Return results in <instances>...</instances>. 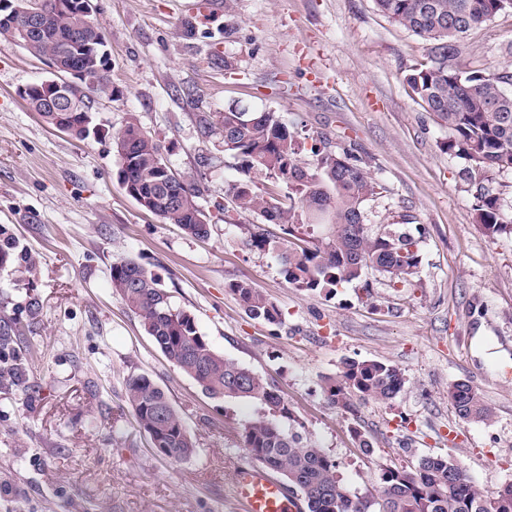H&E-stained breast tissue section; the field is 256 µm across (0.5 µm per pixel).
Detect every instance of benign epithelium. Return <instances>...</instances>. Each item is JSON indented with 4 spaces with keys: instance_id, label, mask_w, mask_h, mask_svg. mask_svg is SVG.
Here are the masks:
<instances>
[{
    "instance_id": "7a95c632",
    "label": "benign epithelium",
    "mask_w": 512,
    "mask_h": 512,
    "mask_svg": "<svg viewBox=\"0 0 512 512\" xmlns=\"http://www.w3.org/2000/svg\"><path fill=\"white\" fill-rule=\"evenodd\" d=\"M18 13L24 16L25 24L16 27L14 19ZM54 14L74 15L90 25L93 0H0V26L11 28L13 35L25 40L42 26L45 18ZM46 60L53 77L21 88L19 95L25 100L36 97L42 103V111L57 113L56 127L62 131L81 137L97 131L89 100L107 85L103 77L112 66L108 49L101 51L100 80L90 78L82 63L64 55L48 56Z\"/></svg>"
}]
</instances>
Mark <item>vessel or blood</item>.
Masks as SVG:
<instances>
[{
    "mask_svg": "<svg viewBox=\"0 0 512 512\" xmlns=\"http://www.w3.org/2000/svg\"><path fill=\"white\" fill-rule=\"evenodd\" d=\"M232 484L242 512H297V501L261 466L238 467Z\"/></svg>",
    "mask_w": 512,
    "mask_h": 512,
    "instance_id": "b4317fda",
    "label": "vessel or blood"
}]
</instances>
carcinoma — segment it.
<instances>
[{
	"instance_id": "1",
	"label": "carcinoma",
	"mask_w": 512,
	"mask_h": 512,
	"mask_svg": "<svg viewBox=\"0 0 512 512\" xmlns=\"http://www.w3.org/2000/svg\"><path fill=\"white\" fill-rule=\"evenodd\" d=\"M375 8L416 36L427 62L407 74L406 82L424 109L448 128L446 149L465 161L462 176L473 200L476 222L490 234H512V204L492 187V175L512 171V64L495 72L469 70L462 63V42L473 29L491 22L512 4L504 0H373ZM76 19L54 18L42 34L21 45L34 57L56 55L62 43L56 33ZM201 135L224 131V153L241 161L246 171L258 170L286 186L284 200L265 197L246 183L228 192L243 210H258L283 227L288 245L281 252L289 284L303 290H324L358 282L366 270L403 284L421 263V237L402 222L374 233L364 223V205L377 183L349 151L337 153L325 138L311 147L298 139L271 111L244 112L230 106L199 121ZM130 146L129 180L152 202L154 214L195 238L210 235L199 199L202 187L186 176L177 181L160 143L142 131L136 119L127 122L114 144ZM310 150L313 161L301 153ZM177 192L172 205L167 190ZM113 293L141 322L163 355L212 398L255 401L258 416L245 422L244 448L254 461L278 474L290 494L299 493L307 512H512V484L488 491L477 487L446 454L418 458L409 467L381 470L373 492L351 493L341 482L336 460L297 431H288V404L275 381L224 358L199 333L196 318L174 306L157 279L139 263L124 261L110 269ZM245 312L254 319L282 325L277 306L247 280L227 284ZM20 327L0 319V381L14 383L26 372L12 348ZM404 379L393 365L378 360L347 359L339 374L324 381L328 401L355 417L362 405L386 403L403 389ZM125 399L140 430L161 441L165 457L178 461L195 452L184 418L164 390L145 374L128 378ZM448 401L459 419L488 422L491 407L466 381L448 385Z\"/></svg>"
}]
</instances>
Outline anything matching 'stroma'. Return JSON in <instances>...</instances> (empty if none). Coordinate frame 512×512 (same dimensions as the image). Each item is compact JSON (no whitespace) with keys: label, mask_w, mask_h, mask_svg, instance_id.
<instances>
[{"label":"stroma","mask_w":512,"mask_h":512,"mask_svg":"<svg viewBox=\"0 0 512 512\" xmlns=\"http://www.w3.org/2000/svg\"><path fill=\"white\" fill-rule=\"evenodd\" d=\"M93 3L112 55V89L93 104L99 135L77 138L33 112L19 91L51 70L0 38V230L16 256L0 268V318L24 325L15 348L26 363L22 381L0 386V512H239L231 476L250 462L242 425L260 407L206 397L164 357L112 291L110 268L126 259L194 314L215 350L275 379L292 427L338 461L348 489H375L381 467L435 453L482 489L512 483V235L476 223L464 162L405 80L425 61L421 42L373 0H221L194 16L187 0ZM464 43L466 68H501L512 14ZM230 105L276 112L352 151L377 183L366 224L410 214L422 231L410 284L369 270L332 296L300 290L278 251L245 248L266 220L237 209L227 189L247 179L263 193L272 181L243 172L223 134L205 139L198 127ZM133 118L174 171L205 186L208 238L162 222L120 186L112 137ZM240 279L279 308L282 326L245 312L227 288ZM349 358L396 366L403 390L346 418L323 380ZM140 373L181 413L191 457L157 456L138 428L124 382ZM459 380L492 420L458 419L448 386Z\"/></svg>","instance_id":"obj_1"}]
</instances>
